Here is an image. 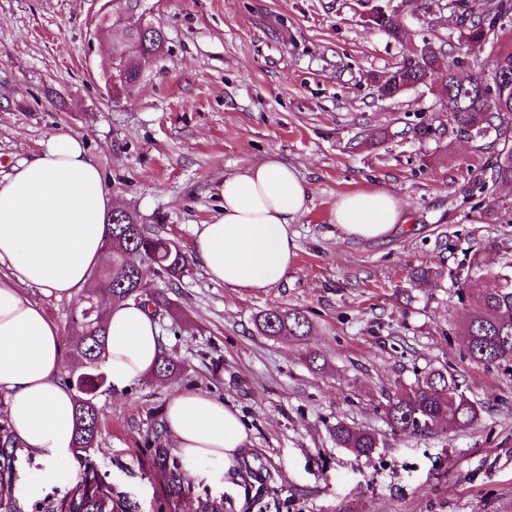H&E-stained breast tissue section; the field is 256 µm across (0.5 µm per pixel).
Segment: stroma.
Returning <instances> with one entry per match:
<instances>
[{
    "instance_id": "35a3bbf8",
    "label": "stroma",
    "mask_w": 512,
    "mask_h": 512,
    "mask_svg": "<svg viewBox=\"0 0 512 512\" xmlns=\"http://www.w3.org/2000/svg\"><path fill=\"white\" fill-rule=\"evenodd\" d=\"M392 10L397 42L366 23L372 5ZM166 37L143 78L115 101L101 20L109 0H0V178L33 158L50 135L82 137L116 206L136 211L190 250L196 225L223 204L225 176L277 157L311 189L293 224L294 265L275 287L247 292L192 263L171 292L159 330L179 367L122 393L99 391L102 436L89 460L140 512H167L150 441L175 390L193 389L237 409L249 435L236 489L190 481L182 512L200 499L224 512H505L512 506V370L466 356L459 326L469 313L449 274L483 250L488 265L512 259V188L472 195L488 140L448 120L428 88L378 97L375 81L401 65L407 43L458 52L451 0H132ZM432 133L421 136L420 124ZM383 189L406 222L388 238L343 239L337 199ZM432 271L411 287L416 269ZM278 307L312 323L301 341L257 332ZM325 359L309 366V353ZM448 368L483 411L469 430L397 433L384 405L397 387ZM370 428L383 444L370 458L340 448L336 422ZM12 495L23 512L74 488L59 473L29 496L38 466L14 458Z\"/></svg>"
}]
</instances>
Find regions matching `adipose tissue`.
Listing matches in <instances>:
<instances>
[{"instance_id": "1", "label": "adipose tissue", "mask_w": 512, "mask_h": 512, "mask_svg": "<svg viewBox=\"0 0 512 512\" xmlns=\"http://www.w3.org/2000/svg\"><path fill=\"white\" fill-rule=\"evenodd\" d=\"M311 191L276 158L225 176L224 205L198 225L191 252L207 276L229 288L265 291L280 283L297 256L291 229L308 210ZM112 193L82 138L49 136L32 159L0 181V392L17 448L43 463L30 492L72 466L74 392L58 326L28 298L26 288L57 298L76 296L106 258ZM332 221L344 238L372 240L403 223L401 200L383 189L339 197ZM100 369L123 392L159 362L164 341L145 308L110 310ZM165 426L189 475L226 479L241 459L247 431L235 410L208 395L177 390Z\"/></svg>"}]
</instances>
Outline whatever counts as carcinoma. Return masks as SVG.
<instances>
[{
  "mask_svg": "<svg viewBox=\"0 0 512 512\" xmlns=\"http://www.w3.org/2000/svg\"><path fill=\"white\" fill-rule=\"evenodd\" d=\"M453 13L466 24L459 31L463 52L472 58L488 53L491 67L473 69L471 81L459 84L457 57L445 59L430 42H423L419 52L405 60L377 86L379 95L392 99L409 88L424 85L429 90L448 93L456 102L451 121L459 130L479 139L492 138L500 146L484 177L477 183L478 192L488 194L499 185L512 184V135L508 134L512 120V41L501 39L503 28L496 27L500 18L512 20V0H453ZM374 28L394 40L403 38V31L393 12L376 11ZM128 37L143 57L158 54L165 42L164 32L148 23L135 26ZM106 245L111 261L101 271L90 276L89 287L72 318L71 336L66 339L68 355L81 358L86 371L67 376L64 381L77 392L73 451L84 461L82 484L70 495L47 506L46 512H139V505L112 491L88 459L90 449L98 445L102 417L95 402L97 392L106 386L98 361L105 351L109 330V309L98 302L100 293L111 295L112 305L133 302L154 307V315L171 313L172 299L157 288H146L140 280L137 266H154L166 279L167 289L178 287L189 272L191 261L179 245L162 236L148 224L137 223V217L112 216ZM467 272L482 278L478 293L468 296L471 312L460 328L466 354L475 363L487 367L512 368V261L498 267L482 262L474 254ZM257 330L264 336H294L309 334L311 322L298 309L270 308L255 317ZM389 426L396 432L415 435L463 432L479 420V407L461 389L456 376L446 368H433L388 399L384 411ZM336 444L357 457H370L379 445L378 435L366 428L343 422L334 428ZM16 448L7 416L0 414V457L9 462ZM154 458L165 474L169 512H181V503L190 490L181 468L167 466L168 450L154 449ZM14 473L9 466H0V512H21L9 488Z\"/></svg>",
  "mask_w": 512,
  "mask_h": 512,
  "instance_id": "carcinoma-1",
  "label": "carcinoma"
}]
</instances>
